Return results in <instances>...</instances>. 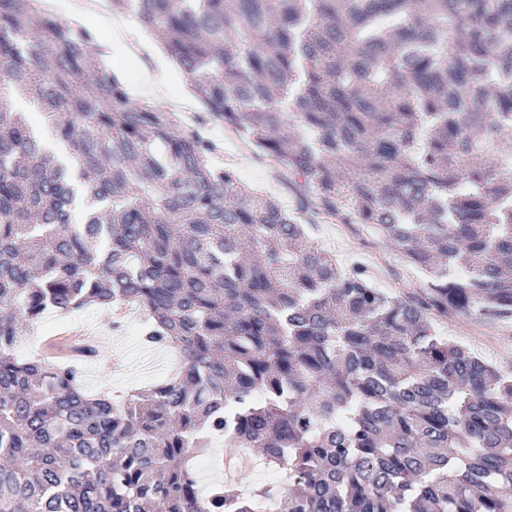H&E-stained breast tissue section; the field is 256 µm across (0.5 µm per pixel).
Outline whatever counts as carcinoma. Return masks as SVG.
I'll use <instances>...</instances> for the list:
<instances>
[{
    "label": "carcinoma",
    "mask_w": 512,
    "mask_h": 512,
    "mask_svg": "<svg viewBox=\"0 0 512 512\" xmlns=\"http://www.w3.org/2000/svg\"><path fill=\"white\" fill-rule=\"evenodd\" d=\"M37 2L0 0V512H512V377L437 328L512 321V0H112L162 37L198 125L288 169L292 209ZM324 217L424 286L341 266ZM114 303L176 374L116 401L17 358L46 311ZM215 436L288 483L202 492ZM317 223L316 241L335 253L342 265L364 264L381 288L389 291L420 288L423 275L371 228L362 224Z\"/></svg>",
    "instance_id": "1"
}]
</instances>
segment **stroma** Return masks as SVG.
Listing matches in <instances>:
<instances>
[{"mask_svg": "<svg viewBox=\"0 0 512 512\" xmlns=\"http://www.w3.org/2000/svg\"><path fill=\"white\" fill-rule=\"evenodd\" d=\"M205 134L222 146L214 158L215 164L233 168L242 182L272 194L286 206L296 203L302 189L289 179L285 169L272 166L268 159L251 151L221 122H213ZM314 237L324 249L335 253L342 265L364 264L382 288L407 292L419 288L423 281L420 272L364 225L322 222ZM80 329L100 339L95 355L79 363L81 380L88 393L104 392L115 398L165 378L178 364L171 349L144 345L142 314L131 310L122 314L114 306L68 316L46 312L30 326L17 355L23 360L39 358L44 340ZM439 329L512 375V322H475L453 315L440 322Z\"/></svg>", "mask_w": 512, "mask_h": 512, "instance_id": "1", "label": "stroma"}]
</instances>
